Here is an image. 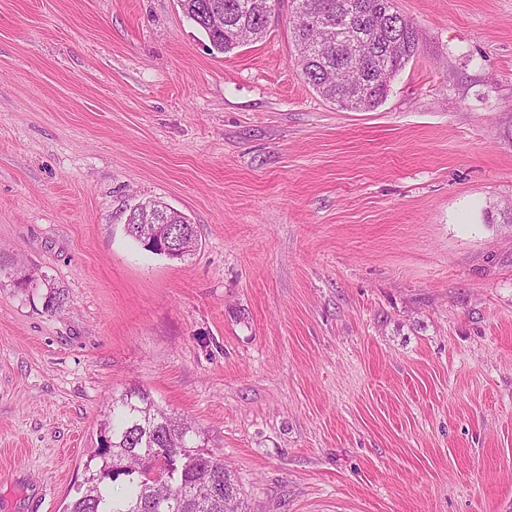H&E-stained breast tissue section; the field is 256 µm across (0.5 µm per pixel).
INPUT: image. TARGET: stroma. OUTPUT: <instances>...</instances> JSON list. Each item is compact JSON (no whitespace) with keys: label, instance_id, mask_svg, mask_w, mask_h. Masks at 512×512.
Listing matches in <instances>:
<instances>
[{"label":"stroma","instance_id":"stroma-1","mask_svg":"<svg viewBox=\"0 0 512 512\" xmlns=\"http://www.w3.org/2000/svg\"><path fill=\"white\" fill-rule=\"evenodd\" d=\"M374 110L177 0H0V512H64L111 395L247 512H512V0H395ZM161 201L185 260L123 226Z\"/></svg>","mask_w":512,"mask_h":512}]
</instances>
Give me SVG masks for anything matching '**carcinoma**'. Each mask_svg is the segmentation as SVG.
Here are the masks:
<instances>
[{
    "label": "carcinoma",
    "instance_id": "obj_1",
    "mask_svg": "<svg viewBox=\"0 0 512 512\" xmlns=\"http://www.w3.org/2000/svg\"><path fill=\"white\" fill-rule=\"evenodd\" d=\"M206 35L209 51L226 54L268 32L275 0H179ZM393 0H293L297 66L305 82L344 109L366 111L386 97L391 77L412 59L413 23ZM357 69L354 96L345 72ZM85 486L66 512H244L224 460L204 449L187 419L168 412L141 388L112 397ZM121 482L122 492L114 490Z\"/></svg>",
    "mask_w": 512,
    "mask_h": 512
}]
</instances>
